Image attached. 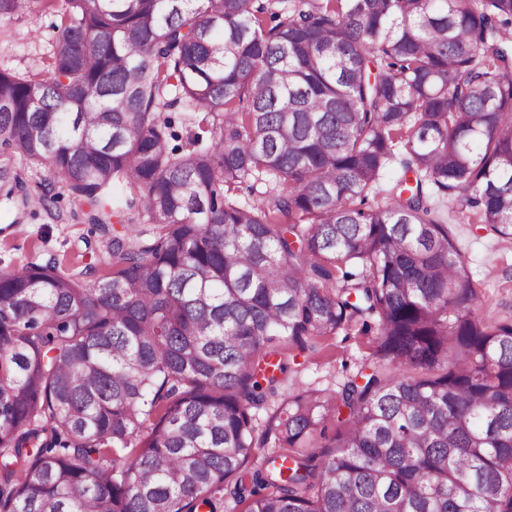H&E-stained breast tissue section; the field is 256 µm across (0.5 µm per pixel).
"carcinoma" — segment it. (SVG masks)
<instances>
[{
	"label": "carcinoma",
	"instance_id": "1",
	"mask_svg": "<svg viewBox=\"0 0 512 512\" xmlns=\"http://www.w3.org/2000/svg\"><path fill=\"white\" fill-rule=\"evenodd\" d=\"M65 5L45 73L0 68V191L47 164L156 235L0 272V512H512V320L448 230L512 237V0ZM353 325L377 359L257 431L282 348ZM173 120V130L179 135V139L171 140V146L179 145L185 147L188 143L189 135L200 133L204 142H209V134L203 133L198 127L199 118L193 112H186L183 107L175 106L167 112Z\"/></svg>",
	"mask_w": 512,
	"mask_h": 512
}]
</instances>
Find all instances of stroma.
Masks as SVG:
<instances>
[{
    "mask_svg": "<svg viewBox=\"0 0 512 512\" xmlns=\"http://www.w3.org/2000/svg\"><path fill=\"white\" fill-rule=\"evenodd\" d=\"M64 11L63 0H57L45 10H24L10 24L0 27V67L21 75L45 70ZM15 166L31 202L23 210L0 203V271L52 258L66 272L91 266L96 276L110 274L111 266L99 260L106 249L105 236L74 216L67 193L55 186L49 166L21 160ZM449 230L460 245L474 280L484 290L486 315L512 317V240L499 237L481 224H453ZM375 350L373 336L353 329L348 335L328 338L319 353L297 357L285 353L290 369L282 387L288 390L315 382L339 389L357 364L372 357Z\"/></svg>",
    "mask_w": 512,
    "mask_h": 512,
    "instance_id": "1",
    "label": "stroma"
}]
</instances>
